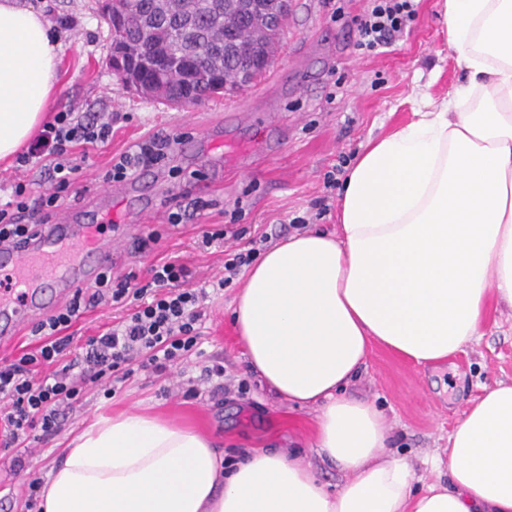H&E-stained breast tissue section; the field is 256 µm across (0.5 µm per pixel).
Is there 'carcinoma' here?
Masks as SVG:
<instances>
[{
  "label": "carcinoma",
  "mask_w": 512,
  "mask_h": 512,
  "mask_svg": "<svg viewBox=\"0 0 512 512\" xmlns=\"http://www.w3.org/2000/svg\"><path fill=\"white\" fill-rule=\"evenodd\" d=\"M250 0H112V9L127 13L125 24L109 29L111 43L132 49L141 81L157 84V100L195 105L245 88L239 67H258L282 41L285 22L275 8L264 6L244 19Z\"/></svg>",
  "instance_id": "obj_1"
}]
</instances>
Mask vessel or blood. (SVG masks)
Here are the masks:
<instances>
[{"instance_id":"1","label":"vessel or blood","mask_w":512,"mask_h":512,"mask_svg":"<svg viewBox=\"0 0 512 512\" xmlns=\"http://www.w3.org/2000/svg\"><path fill=\"white\" fill-rule=\"evenodd\" d=\"M113 256V239L69 218L46 225L24 247L0 249V275L11 280L10 290L0 294V342L56 308L68 289L95 280Z\"/></svg>"}]
</instances>
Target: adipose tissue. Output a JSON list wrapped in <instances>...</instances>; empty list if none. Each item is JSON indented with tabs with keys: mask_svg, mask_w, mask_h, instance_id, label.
I'll return each mask as SVG.
<instances>
[{
	"mask_svg": "<svg viewBox=\"0 0 512 512\" xmlns=\"http://www.w3.org/2000/svg\"><path fill=\"white\" fill-rule=\"evenodd\" d=\"M441 9L466 83L369 140L343 181L338 235L265 252L233 311L275 397L316 409L312 446L343 485L275 448L224 466L203 434L127 410L70 442L42 512H512V383L472 400L430 461L447 479L428 483L388 453L383 413L340 393L373 348L430 366L464 353L491 309L512 310V0ZM56 46L39 7L0 0L1 162L47 118Z\"/></svg>",
	"mask_w": 512,
	"mask_h": 512,
	"instance_id": "obj_1",
	"label": "adipose tissue"
}]
</instances>
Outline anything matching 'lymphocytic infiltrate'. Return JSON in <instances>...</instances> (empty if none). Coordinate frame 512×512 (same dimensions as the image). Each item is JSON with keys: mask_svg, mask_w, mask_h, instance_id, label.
<instances>
[{"mask_svg": "<svg viewBox=\"0 0 512 512\" xmlns=\"http://www.w3.org/2000/svg\"><path fill=\"white\" fill-rule=\"evenodd\" d=\"M416 14L414 0H371L354 24L355 49L367 54L392 47ZM112 139V116L99 112L56 113L53 123L17 157L19 166L39 168L49 188L32 194L15 180L7 202L0 203V245H18L38 235L58 206L62 192L80 165L78 152H89ZM173 136L157 132L120 155L104 175L120 182L168 157ZM267 235L253 237L246 250H225L222 277L193 284L191 269L170 257L120 275L104 270L94 291L76 288L63 308L33 325L36 345L8 365H0V446L13 449L10 470L29 468L34 443L58 433L90 384L111 385L144 370L160 376L186 359L201 336L204 301L224 290L250 265ZM102 305L126 308L125 316L98 327L75 344L70 329L85 312Z\"/></svg>", "mask_w": 512, "mask_h": 512, "instance_id": "1", "label": "lymphocytic infiltrate"}]
</instances>
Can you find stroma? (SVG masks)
<instances>
[{"label": "stroma", "mask_w": 512, "mask_h": 512, "mask_svg": "<svg viewBox=\"0 0 512 512\" xmlns=\"http://www.w3.org/2000/svg\"><path fill=\"white\" fill-rule=\"evenodd\" d=\"M32 2L45 20L69 16L75 22L57 34L60 62L51 112L73 108L114 116L111 142L91 150L72 176L79 200L62 209L88 224L101 223L104 211H111L123 238L115 262L124 269L176 255L195 279L223 276L221 247L198 246L202 229L218 224L235 223L251 237L267 234L275 244L293 234L291 221L299 216L310 228L335 231L342 182L367 140L409 122L422 95L442 98L465 79L442 31L436 0H415L409 33L392 52L378 56L356 50L350 29L369 0H291L285 36L257 86L200 105L170 106L123 87L109 62V30L95 0ZM205 123L222 132V143L202 138ZM162 130L180 142L165 170L149 172L150 189L103 196V176L113 158ZM200 201L205 209H197ZM176 210L183 221L173 227L168 217ZM153 229L162 234L158 244L134 249V240ZM242 283L235 278L223 295L210 299L201 354L175 365L171 376L141 371L110 396L90 387L61 432L36 447L33 475L48 477L66 443L98 416L134 408L163 413L210 436L228 464L253 448H300L314 456L315 409L278 401L249 367L232 320ZM211 357L248 384L246 397L231 395L219 403L205 384L199 396L182 397V386L197 379ZM498 381H512L508 309L490 313L479 342L466 353L434 368L374 349L347 392L383 410L391 451L423 477L425 459L444 454L469 400Z\"/></svg>", "instance_id": "stroma-1"}]
</instances>
